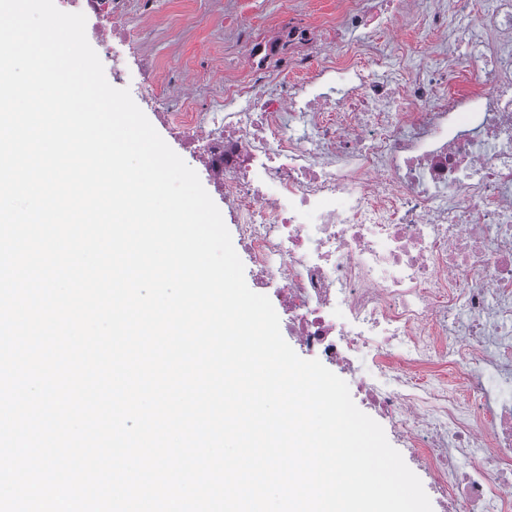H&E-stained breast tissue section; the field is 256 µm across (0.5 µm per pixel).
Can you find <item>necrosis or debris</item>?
Wrapping results in <instances>:
<instances>
[{
  "mask_svg": "<svg viewBox=\"0 0 512 512\" xmlns=\"http://www.w3.org/2000/svg\"><path fill=\"white\" fill-rule=\"evenodd\" d=\"M59 0L105 52L138 56L131 2ZM336 0L239 27L241 71L195 111L166 90L157 121L206 173L256 288L323 364L361 373L367 408L429 481L437 512H512V0ZM432 30L411 64L392 22ZM373 60L371 74L358 58ZM448 363L449 384L435 366Z\"/></svg>",
  "mask_w": 512,
  "mask_h": 512,
  "instance_id": "necrosis-or-debris-1",
  "label": "necrosis or debris"
}]
</instances>
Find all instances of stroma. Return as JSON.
<instances>
[{
	"label": "stroma",
	"instance_id": "1",
	"mask_svg": "<svg viewBox=\"0 0 512 512\" xmlns=\"http://www.w3.org/2000/svg\"><path fill=\"white\" fill-rule=\"evenodd\" d=\"M288 2L311 19L336 9V0H159L141 51L163 72L170 61L184 62L198 71L200 92H220L225 75L242 67L239 25L264 29Z\"/></svg>",
	"mask_w": 512,
	"mask_h": 512
}]
</instances>
